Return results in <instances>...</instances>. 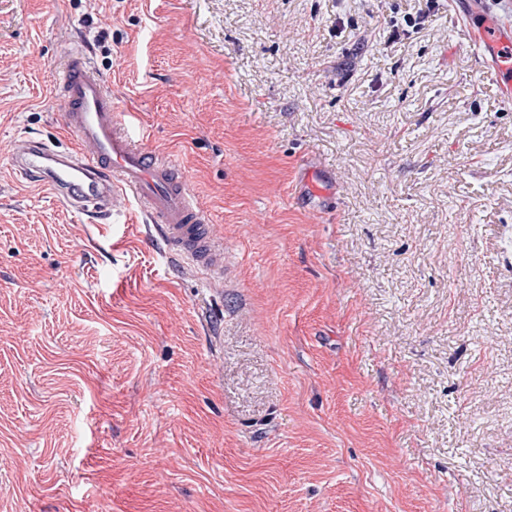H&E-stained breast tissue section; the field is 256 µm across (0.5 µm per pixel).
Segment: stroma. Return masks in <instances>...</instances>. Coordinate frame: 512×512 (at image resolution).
Instances as JSON below:
<instances>
[{"mask_svg": "<svg viewBox=\"0 0 512 512\" xmlns=\"http://www.w3.org/2000/svg\"><path fill=\"white\" fill-rule=\"evenodd\" d=\"M512 0H0V512H512ZM73 40L215 287L18 185Z\"/></svg>", "mask_w": 512, "mask_h": 512, "instance_id": "1", "label": "stroma"}]
</instances>
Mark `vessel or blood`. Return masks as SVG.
Returning a JSON list of instances; mask_svg holds the SVG:
<instances>
[{
	"mask_svg": "<svg viewBox=\"0 0 512 512\" xmlns=\"http://www.w3.org/2000/svg\"><path fill=\"white\" fill-rule=\"evenodd\" d=\"M56 91L75 146L61 150L20 139L12 157L15 175L102 218L120 202L135 205L145 237L161 239L182 268L203 274L209 284L223 283L224 246L182 169L148 146L131 113L118 111L111 88L90 69L79 46L67 49Z\"/></svg>",
	"mask_w": 512,
	"mask_h": 512,
	"instance_id": "obj_1",
	"label": "vessel or blood"
}]
</instances>
